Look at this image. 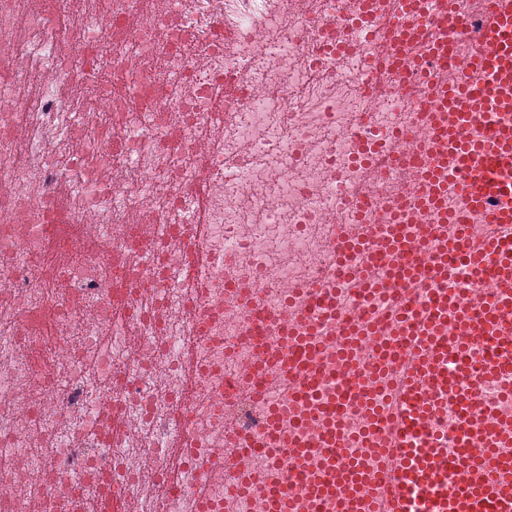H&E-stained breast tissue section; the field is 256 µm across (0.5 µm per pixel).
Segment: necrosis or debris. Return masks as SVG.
Instances as JSON below:
<instances>
[{"instance_id": "4bbe7bcc", "label": "necrosis or debris", "mask_w": 512, "mask_h": 512, "mask_svg": "<svg viewBox=\"0 0 512 512\" xmlns=\"http://www.w3.org/2000/svg\"><path fill=\"white\" fill-rule=\"evenodd\" d=\"M389 0H112L71 32L38 0H0V512H96L105 490L126 512H258L260 477L287 454L239 456L230 427L264 430L307 410L280 364L246 337L252 304L287 309L308 335L303 288L336 289L365 325L393 314L387 267L360 293L339 276L332 230L384 231L396 205L428 262L420 170L395 157L432 146L429 115L448 70L428 63L443 30L385 67L374 40L347 42ZM112 43L94 97L78 49ZM92 224L89 249L59 217ZM205 224L203 286L172 267ZM273 377L265 396L250 373ZM184 409L191 432L169 444ZM236 459L230 496L214 478L201 509L189 475ZM151 458L144 469L143 458Z\"/></svg>"}]
</instances>
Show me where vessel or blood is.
Wrapping results in <instances>:
<instances>
[{"mask_svg":"<svg viewBox=\"0 0 512 512\" xmlns=\"http://www.w3.org/2000/svg\"><path fill=\"white\" fill-rule=\"evenodd\" d=\"M399 13L379 33L393 47L403 44L404 17L416 14L421 37L433 25L447 32L443 50L435 57L439 68L453 66L458 36L472 34L479 48L452 86L441 93L449 108L440 130L452 141V158L429 166L427 177L439 199L449 187L461 192L471 210L480 213L490 231L476 238L464 217L454 225H428L438 239L436 263L421 264L409 254L399 225H390L392 248L407 258L390 264L396 282L429 278L434 286L422 295L400 291L394 323L401 330L379 346L381 360L399 363L402 378L388 412L369 414V433H382L385 463L364 467L341 462L338 454L345 436L343 422L353 407L365 406L370 391L350 383L327 400H317L322 361L334 350L344 371L357 359L359 319L347 314L335 325L341 343L321 338L286 335V368L296 382L289 397L310 404L307 414L292 423L297 438L295 476L307 493L303 512H512V412L478 405V389L488 379L512 381V0H492L481 14L480 27L469 32L451 10L428 7L426 0H398ZM482 112L480 133H468L472 112ZM354 233L338 237L341 269L353 278ZM209 262L199 248H190L175 265V278L198 282ZM306 316L317 327L325 313L336 308L332 288L307 289ZM248 330L258 349H265V324L276 311L255 307ZM453 404L457 431L456 454L428 424L438 407ZM242 453L253 455L280 441L276 424L258 435L236 434ZM235 462L217 456L198 467L191 477L198 499L207 495L213 473L233 476ZM267 512H289L288 489L279 477L265 482Z\"/></svg>","mask_w":512,"mask_h":512,"instance_id":"1","label":"vessel or blood"}]
</instances>
